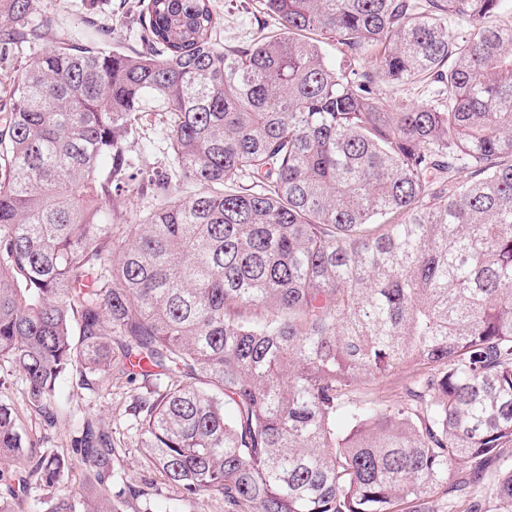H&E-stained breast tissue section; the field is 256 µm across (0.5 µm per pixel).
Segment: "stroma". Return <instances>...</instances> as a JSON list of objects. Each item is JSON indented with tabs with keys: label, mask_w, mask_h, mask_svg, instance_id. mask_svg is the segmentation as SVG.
Returning <instances> with one entry per match:
<instances>
[{
	"label": "stroma",
	"mask_w": 512,
	"mask_h": 512,
	"mask_svg": "<svg viewBox=\"0 0 512 512\" xmlns=\"http://www.w3.org/2000/svg\"><path fill=\"white\" fill-rule=\"evenodd\" d=\"M212 4L216 18L214 34L225 45L249 44L273 29L272 21L259 11L257 0H212ZM96 10L102 20L111 24L122 50L140 47L139 0H99ZM83 19L81 0H39L34 22L45 30L46 37L44 41L23 45L13 58L0 60V100L8 97L20 66L33 62L44 46L68 41L83 29ZM151 388V383L140 379L131 382L122 377L113 379L103 389L91 391L81 388L75 379H65L59 387L57 415L50 424L26 403L18 372L10 364L0 363V402L12 407L19 425L35 447L46 453L65 455L69 460L59 484L42 491V498L51 500L64 494L81 499L100 496L93 467L72 451L75 437L88 420L111 434L118 450L112 468L131 489L123 512H228L219 494L195 502L184 499L181 490L142 456L130 430L133 421L130 408L134 396L147 394Z\"/></svg>",
	"instance_id": "35a3bbf8"
}]
</instances>
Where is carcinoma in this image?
I'll list each match as a JSON object with an SVG mask.
<instances>
[{
	"label": "carcinoma",
	"mask_w": 512,
	"mask_h": 512,
	"mask_svg": "<svg viewBox=\"0 0 512 512\" xmlns=\"http://www.w3.org/2000/svg\"><path fill=\"white\" fill-rule=\"evenodd\" d=\"M143 3L141 49L89 20L10 87L0 362L27 403L52 423L70 375L157 380L150 463L233 510L512 512V22L486 24L512 4L259 0L277 33L226 48L211 0ZM36 11L0 0V57ZM416 82L438 91L379 105ZM151 113L172 170L143 181ZM119 191L158 204L112 224ZM73 451L112 487L110 435L86 421ZM68 464L0 404L1 483ZM426 89L425 85L420 83L408 84L395 89L384 87L379 95V101L388 110L400 111L424 98V95L427 94L424 92Z\"/></svg>",
	"instance_id": "carcinoma-1"
}]
</instances>
